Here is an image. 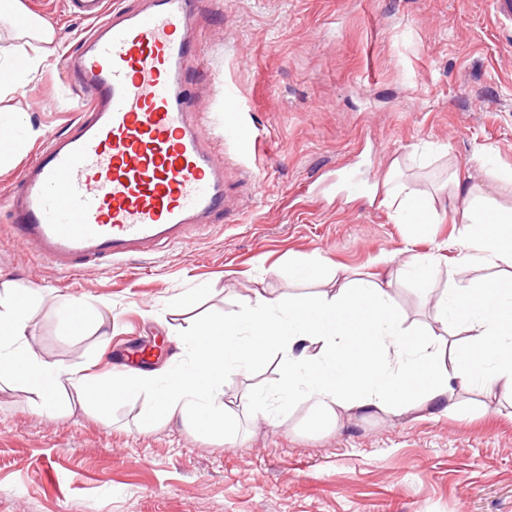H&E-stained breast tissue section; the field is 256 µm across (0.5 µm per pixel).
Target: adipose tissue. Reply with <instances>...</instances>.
<instances>
[{
    "mask_svg": "<svg viewBox=\"0 0 512 512\" xmlns=\"http://www.w3.org/2000/svg\"><path fill=\"white\" fill-rule=\"evenodd\" d=\"M16 33L10 77L0 82V101L15 87L36 78L59 50L53 28L30 12L22 0H0V20ZM396 178L384 199L396 209L417 240L424 224L438 210L451 208L462 230L451 240L462 264L478 267L503 263L507 272L473 284L451 281L448 293L435 298L440 328L449 321L465 324L466 343L449 352L446 338L420 343L402 329L392 293L405 278L427 280L432 262L419 258L391 266L381 258L377 274L341 275L330 291L286 305L253 291L236 319L199 328L189 344L194 358L190 371L157 389V372L138 370L127 379L103 382L83 379L84 402L103 406L134 391H150L152 416L190 418L209 430L232 429L240 411L225 404L222 393L227 370L247 371L268 350L279 353L286 378L284 389L299 394L317 417L338 421L358 412L399 415L421 408L448 410L455 390L479 386L490 396L512 391V207L487 203L474 193L457 170H449L444 185L424 196L394 160ZM30 303L12 292L0 293V370L39 393L48 409H56V388L71 380V371L53 367L28 349ZM451 366H441L445 356Z\"/></svg>",
    "mask_w": 512,
    "mask_h": 512,
    "instance_id": "1",
    "label": "adipose tissue"
}]
</instances>
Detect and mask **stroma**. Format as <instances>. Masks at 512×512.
I'll return each mask as SVG.
<instances>
[{"mask_svg":"<svg viewBox=\"0 0 512 512\" xmlns=\"http://www.w3.org/2000/svg\"><path fill=\"white\" fill-rule=\"evenodd\" d=\"M61 48L36 79L0 102L24 149L0 165V289L35 294L30 348L44 361L110 381L132 348L154 368L185 369L181 341L203 323L234 319L256 286L282 302L326 291L295 277L300 264L366 273L381 257L436 262L426 284L406 280L394 304L412 332L435 327L431 299L448 289L458 254L451 215L408 243L384 206L394 159L429 192L449 166L479 175L485 149L512 169V45L493 35L483 0H200L203 67L187 82L219 132L224 91L260 129L257 148L225 145L238 215L188 247L154 249L125 265L63 272L17 245L6 198L50 138L72 133L81 108L63 83L91 24L72 0H23ZM21 112L13 121V112ZM369 174L367 193H345ZM458 267V266H457ZM94 302L112 327L73 333L70 299ZM269 353L224 378L225 402L259 397L234 438L175 418L150 420V396L113 403L109 418L72 401L48 414L37 394L0 378V512H512V395L457 391L454 409L313 419L281 394Z\"/></svg>","mask_w":512,"mask_h":512,"instance_id":"obj_1","label":"stroma"}]
</instances>
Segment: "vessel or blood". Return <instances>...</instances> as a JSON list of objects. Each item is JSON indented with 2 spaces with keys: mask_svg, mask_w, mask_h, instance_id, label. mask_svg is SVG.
Here are the masks:
<instances>
[{
  "mask_svg": "<svg viewBox=\"0 0 512 512\" xmlns=\"http://www.w3.org/2000/svg\"><path fill=\"white\" fill-rule=\"evenodd\" d=\"M84 3L95 29L66 86L91 92L90 110L70 135L36 153L8 197L14 242L69 271L190 244V230L211 227L225 212L226 177L214 148L257 144L255 129L232 109L219 137L201 132L186 85L201 59L197 0H149L138 11ZM487 9L501 30H512V0H488Z\"/></svg>",
  "mask_w": 512,
  "mask_h": 512,
  "instance_id": "b4317fda",
  "label": "vessel or blood"
}]
</instances>
